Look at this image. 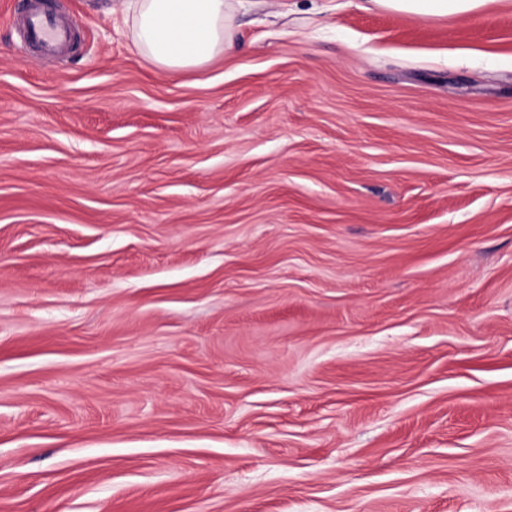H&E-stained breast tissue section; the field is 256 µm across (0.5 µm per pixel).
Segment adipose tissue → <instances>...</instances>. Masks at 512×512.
Returning <instances> with one entry per match:
<instances>
[{"instance_id": "1", "label": "adipose tissue", "mask_w": 512, "mask_h": 512, "mask_svg": "<svg viewBox=\"0 0 512 512\" xmlns=\"http://www.w3.org/2000/svg\"><path fill=\"white\" fill-rule=\"evenodd\" d=\"M391 11L453 16L480 10L486 0H373ZM229 0H125L134 44L143 57L166 72L201 67L223 54L234 38Z\"/></svg>"}]
</instances>
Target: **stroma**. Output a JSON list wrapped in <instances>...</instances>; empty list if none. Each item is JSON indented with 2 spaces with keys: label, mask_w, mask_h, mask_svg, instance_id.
<instances>
[{
  "label": "stroma",
  "mask_w": 512,
  "mask_h": 512,
  "mask_svg": "<svg viewBox=\"0 0 512 512\" xmlns=\"http://www.w3.org/2000/svg\"><path fill=\"white\" fill-rule=\"evenodd\" d=\"M0 0V512H512V0ZM23 26L18 30L21 41L31 47L35 46L46 53H58L67 47L75 25L69 20L61 19L41 7L42 0H29ZM123 1L136 48L163 71L201 67L233 42L230 0ZM391 11L422 16H453L480 10L487 0H369Z\"/></svg>",
  "instance_id": "obj_1"
}]
</instances>
